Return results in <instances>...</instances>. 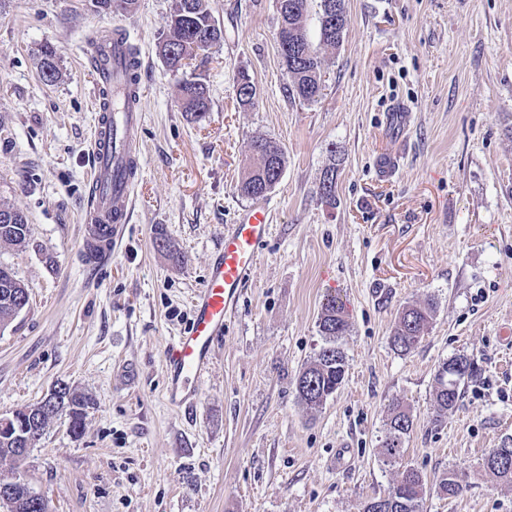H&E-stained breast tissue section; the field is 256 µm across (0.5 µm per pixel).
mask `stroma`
<instances>
[{"label": "stroma", "instance_id": "35a3bbf8", "mask_svg": "<svg viewBox=\"0 0 512 512\" xmlns=\"http://www.w3.org/2000/svg\"><path fill=\"white\" fill-rule=\"evenodd\" d=\"M177 0L134 12L92 0H0V200L30 224L0 264L29 303L0 332V416L57 384L90 396L80 434L52 423L0 478L49 512H363L400 467L379 457L388 405L413 429L402 465L425 477L422 512H512V483L482 469L512 439V0H345L340 47H324L316 101L289 96L276 0H211L223 40L170 71L157 52ZM122 26L142 63V181L104 267L82 261L98 76L89 39ZM60 75L45 82L43 46ZM257 89L250 108L237 88ZM202 81L210 110L183 112ZM410 122L395 132L389 111ZM259 136L287 163L264 202L272 229L193 414L164 398V357L190 298L249 206L237 186ZM395 166L382 173L378 157ZM337 165L335 205L323 171ZM167 248H159L158 237ZM338 293L350 329L341 388L309 410L296 378L323 344L317 319ZM433 300L419 345L395 351L403 306ZM466 355L456 407H434L439 365ZM455 470L454 498L437 484ZM183 112L195 121L201 120L209 111V97L206 86L198 80L184 81L180 87Z\"/></svg>", "mask_w": 512, "mask_h": 512}]
</instances>
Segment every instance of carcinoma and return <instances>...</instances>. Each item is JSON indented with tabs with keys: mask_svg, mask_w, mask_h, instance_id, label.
Returning a JSON list of instances; mask_svg holds the SVG:
<instances>
[{
	"mask_svg": "<svg viewBox=\"0 0 512 512\" xmlns=\"http://www.w3.org/2000/svg\"><path fill=\"white\" fill-rule=\"evenodd\" d=\"M340 3L345 10V0H320V44L336 48L341 45L347 15L328 14V4ZM309 0H288L291 5L280 14V22L288 25V48L280 49L284 70L288 71L287 88L290 95L303 101L313 102L321 90L322 61L318 49L313 46L306 30ZM137 0H98V7L114 13L129 14L136 9ZM168 32L159 42L158 52L171 70L186 65L197 51L209 48L224 38L223 31L213 23L210 0H177V5L167 22ZM40 73L44 80L54 82L59 77L56 51L46 45L41 49ZM183 111L198 121L209 111L206 86L198 80H186L180 87ZM252 158L244 176L238 184L241 195L260 199L266 196L265 185H270L282 176L286 166V153L280 142L267 137H258L251 145ZM338 169L336 165L326 168L320 182H329L326 191L319 192L320 199L328 205L336 204ZM0 216L11 218V222H0V242L15 246L26 243L30 225L26 216L0 201ZM28 294V289L10 270L0 269V329L3 330L15 319L18 300ZM435 311L430 300L419 305L406 306L400 312L391 336L392 346L401 353H408L421 341ZM320 336L323 337L316 357L308 363L296 379V394L307 409L322 406L341 387L346 372V356L338 345V339L349 331V322L344 314L340 296L327 295L321 305L318 319ZM472 374V362L464 355L455 356L441 364L435 377L434 403L444 414L455 408L460 398V386ZM67 410L69 431L81 433L86 408L92 405L85 394L64 386L58 395ZM413 427L410 413L400 403L388 409L384 436L381 439L379 456L385 465H394L404 456V444ZM13 434L0 432V463L16 461L12 448ZM484 469L496 477L512 482V447L493 448L483 458ZM440 492L452 498L458 495L460 484L455 472L445 473L439 480ZM426 493L424 476L416 468L407 466L398 475L388 491L370 499L364 512H421Z\"/></svg>",
	"mask_w": 512,
	"mask_h": 512,
	"instance_id": "carcinoma-1",
	"label": "carcinoma"
}]
</instances>
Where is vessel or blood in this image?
Returning <instances> with one entry per match:
<instances>
[{
	"label": "vessel or blood",
	"mask_w": 512,
	"mask_h": 512,
	"mask_svg": "<svg viewBox=\"0 0 512 512\" xmlns=\"http://www.w3.org/2000/svg\"><path fill=\"white\" fill-rule=\"evenodd\" d=\"M100 78L109 94L91 139V194L83 212V253L88 266L108 262L125 224L132 220L130 199L138 167L143 114L138 77L123 28H114L96 53ZM268 207L256 203L243 209L235 223L225 225L224 244L212 258L201 288L191 301L192 323L175 336L165 354L164 397L174 409L191 412L199 402L198 383L208 373L224 329L270 235Z\"/></svg>",
	"instance_id": "b4317fda"
}]
</instances>
